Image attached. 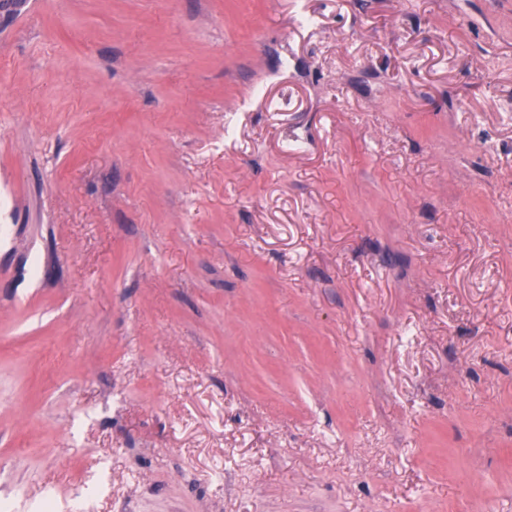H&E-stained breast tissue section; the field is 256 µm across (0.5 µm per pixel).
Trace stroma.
Here are the masks:
<instances>
[{"label": "stroma", "instance_id": "obj_1", "mask_svg": "<svg viewBox=\"0 0 512 512\" xmlns=\"http://www.w3.org/2000/svg\"><path fill=\"white\" fill-rule=\"evenodd\" d=\"M512 512V0H0V497Z\"/></svg>", "mask_w": 512, "mask_h": 512}]
</instances>
